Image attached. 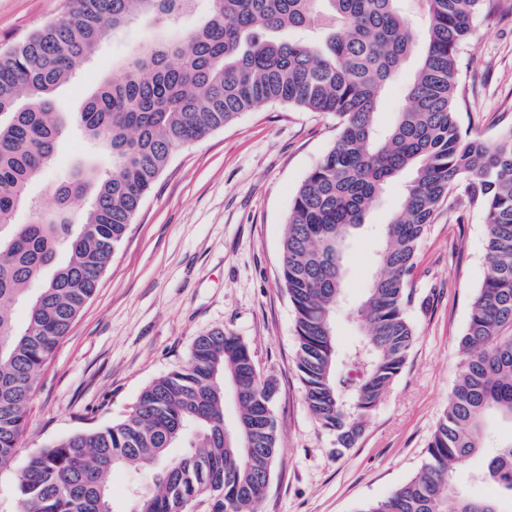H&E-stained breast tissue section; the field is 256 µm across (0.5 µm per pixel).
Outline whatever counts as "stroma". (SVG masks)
Returning a JSON list of instances; mask_svg holds the SVG:
<instances>
[{
  "label": "stroma",
  "mask_w": 512,
  "mask_h": 512,
  "mask_svg": "<svg viewBox=\"0 0 512 512\" xmlns=\"http://www.w3.org/2000/svg\"><path fill=\"white\" fill-rule=\"evenodd\" d=\"M69 0H0V49L60 18ZM148 33L138 21L108 35L56 94L75 112ZM417 67L409 60L384 88L378 121L388 127ZM467 89L463 125L492 137L512 126V13L482 14L459 61ZM334 115L271 104L179 149L143 200L98 288L38 377L12 464L0 467V512H18L16 474L28 455L92 425L125 419L142 388L180 366L195 338L221 327L250 346L260 374L278 385L280 454L261 512H356L415 476L459 372L457 339L488 269L481 213L455 188L417 251L407 309L417 339L353 448L303 401L291 301L279 279L280 246L293 197L336 138ZM80 133L60 145L32 187L45 203L78 163L95 158ZM387 186L343 253L345 302L335 316L346 347L360 334L354 309L376 270L380 229L402 200Z\"/></svg>",
  "instance_id": "stroma-1"
}]
</instances>
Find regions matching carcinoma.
<instances>
[{"label":"carcinoma","instance_id":"1","mask_svg":"<svg viewBox=\"0 0 512 512\" xmlns=\"http://www.w3.org/2000/svg\"><path fill=\"white\" fill-rule=\"evenodd\" d=\"M198 0H70L67 14L0 52V465L18 451L38 375L94 295L110 256L173 153L247 111L286 103L336 116L337 137L296 191L282 240L281 279L295 311L296 367L307 409L352 447L362 421L403 370L416 341L407 316L418 246L441 205L464 185L481 213L488 274L459 340L457 380L420 472L358 512H502L512 499V438L491 440L487 421H512V127L487 139L461 124L458 56L486 5L512 0H419L425 18L418 67L394 124L382 130L386 84L417 47L399 0H207L204 21L170 29ZM135 20L153 34L90 93L60 112L69 82L109 32ZM75 128L110 154L78 165L44 205L32 183ZM408 174L399 210L384 225L376 273L357 309L359 340L336 345L344 299L341 254L385 186ZM27 210L32 220L15 222ZM38 283L40 287L32 288ZM26 308L20 324L15 307ZM247 396L236 421L224 381ZM252 351L213 328L185 363L148 383L122 421L93 426L28 456L17 474L19 512H115L108 478L132 467L127 512H259L279 451L274 401ZM484 455L475 499L454 473Z\"/></svg>","mask_w":512,"mask_h":512}]
</instances>
